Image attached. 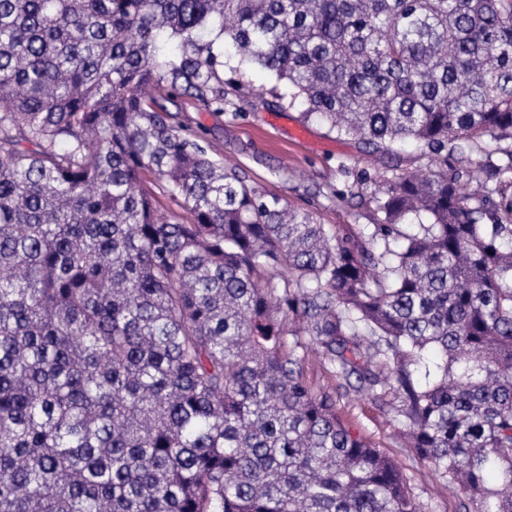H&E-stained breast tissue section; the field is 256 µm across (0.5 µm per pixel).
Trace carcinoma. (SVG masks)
I'll return each mask as SVG.
<instances>
[{"label":"carcinoma","instance_id":"obj_1","mask_svg":"<svg viewBox=\"0 0 512 512\" xmlns=\"http://www.w3.org/2000/svg\"><path fill=\"white\" fill-rule=\"evenodd\" d=\"M226 48L424 169L364 178L353 237L249 185L168 108L224 111ZM489 138L512 140V0H0V512H422L310 350L400 395L464 512H512V149Z\"/></svg>","mask_w":512,"mask_h":512}]
</instances>
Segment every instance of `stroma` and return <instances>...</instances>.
<instances>
[{
	"label": "stroma",
	"mask_w": 512,
	"mask_h": 512,
	"mask_svg": "<svg viewBox=\"0 0 512 512\" xmlns=\"http://www.w3.org/2000/svg\"><path fill=\"white\" fill-rule=\"evenodd\" d=\"M224 88L228 101L220 112L180 102L184 132L199 136L223 156L225 166L243 170L262 192L315 212L339 235H353L360 225L373 223L374 204L359 176L374 174L377 166L356 140L304 120L302 107L275 97V77L258 65L226 59ZM304 368L315 387L333 393L348 425L396 461L422 512H462L463 494L434 480L406 447L405 422L392 404L340 387L318 359H308Z\"/></svg>",
	"instance_id": "obj_1"
}]
</instances>
